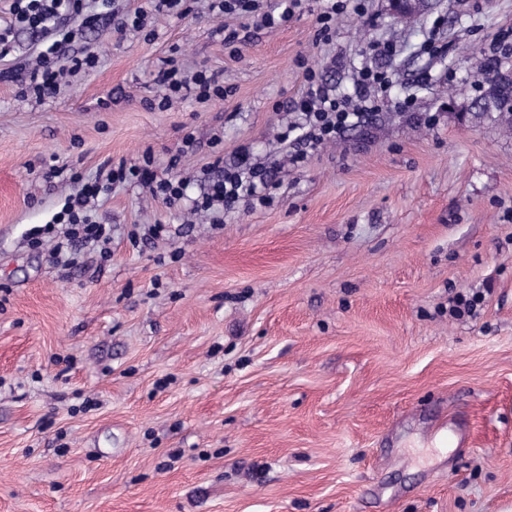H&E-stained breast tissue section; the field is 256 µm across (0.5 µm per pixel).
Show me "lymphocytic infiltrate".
Masks as SVG:
<instances>
[{
	"instance_id": "obj_1",
	"label": "lymphocytic infiltrate",
	"mask_w": 512,
	"mask_h": 512,
	"mask_svg": "<svg viewBox=\"0 0 512 512\" xmlns=\"http://www.w3.org/2000/svg\"><path fill=\"white\" fill-rule=\"evenodd\" d=\"M208 9L225 16L249 20L258 28H274L287 23L292 8L275 13L267 10L264 0H208ZM168 12L181 10L191 13L189 0H148L145 7L125 16H116L112 0H13L10 7L16 21L28 24L44 32L53 33L55 39L41 50L34 64H21L0 73V80L18 83L22 93L39 99L55 95L61 78L81 70L94 68L98 57L94 49L86 48L75 54H67L63 47L74 39L72 30L65 27L67 18L79 16L88 26L118 33L142 28L147 11ZM305 93L293 103L294 111L300 112L302 124H291L282 132L283 143L294 147L295 160H303L309 150L336 140L355 119L377 111L392 84L388 72L369 66L358 72L356 93L342 95L326 85L313 67L303 71ZM156 81L162 89L153 100L158 109L167 108L173 100L195 98L200 102L223 99L224 78L218 72L202 68L186 71L177 56L167 57L157 73ZM214 177L201 200L196 201V210L217 215L234 212L244 203L248 208L267 206L273 201L271 195L276 182L271 170L254 162L248 153H240L236 162L225 164L223 156H215L209 165ZM151 172L145 167H118L110 170L105 182L84 184L76 197L68 199L55 221L65 227L62 241L56 242L53 254L64 265L74 264L79 249L97 248L101 256H108L111 241L110 231L105 225L91 221L86 213L90 198L107 193L114 183L132 178L148 179Z\"/></svg>"
}]
</instances>
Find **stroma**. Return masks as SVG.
I'll use <instances>...</instances> for the list:
<instances>
[{"instance_id":"1","label":"stroma","mask_w":512,"mask_h":512,"mask_svg":"<svg viewBox=\"0 0 512 512\" xmlns=\"http://www.w3.org/2000/svg\"><path fill=\"white\" fill-rule=\"evenodd\" d=\"M364 3L325 42V0H302L240 27L235 56L205 0L151 14L149 41L73 17L67 50L95 68L44 101L0 82V512H512V137L458 117L512 0H428L399 27ZM388 39L394 59L373 56ZM174 46L224 99L148 108ZM302 59L346 94L362 65L394 78L293 165L275 134ZM243 148L276 164L273 204L186 218L214 153ZM148 152L161 178L178 158L184 200L129 180L88 206L109 259L57 263L54 232L32 246L83 183ZM472 291L476 315L450 316ZM483 301V295L475 293H459L449 300L448 313L453 317H461L465 314L473 315Z\"/></svg>"}]
</instances>
